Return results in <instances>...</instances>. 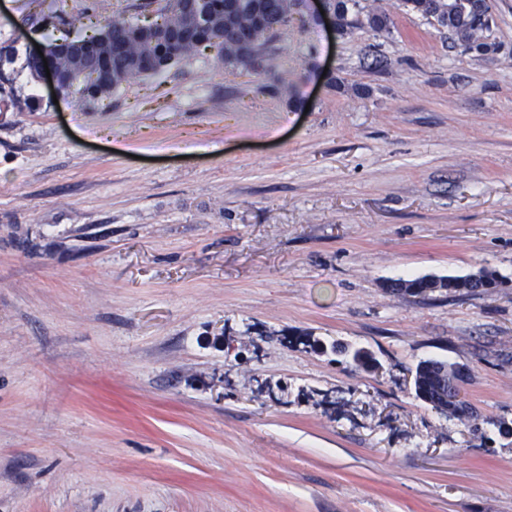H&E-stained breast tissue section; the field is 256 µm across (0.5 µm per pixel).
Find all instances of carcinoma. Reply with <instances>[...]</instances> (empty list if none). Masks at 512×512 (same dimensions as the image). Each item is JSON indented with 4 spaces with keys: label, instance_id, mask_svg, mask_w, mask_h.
<instances>
[{
    "label": "carcinoma",
    "instance_id": "1",
    "mask_svg": "<svg viewBox=\"0 0 512 512\" xmlns=\"http://www.w3.org/2000/svg\"><path fill=\"white\" fill-rule=\"evenodd\" d=\"M299 0H270L269 15L277 18L288 17L297 7ZM411 8L426 17L434 18L448 32L460 39L467 50L475 49L486 55L492 46L478 40V32L484 28L479 17L477 0H467L469 8L464 10L454 0H405ZM165 22L175 33L189 32L186 38L173 43L161 44L129 20L111 19L101 29L97 54L103 58L102 71L91 84L74 85L72 89L82 96L96 100L108 96L132 79L151 73L152 65L168 66L200 50L211 47L217 50L221 61L232 66L250 68L251 60L240 53L236 40L224 38V31L250 33L258 43L266 38L265 30L254 28L252 11L246 7L229 17L224 12V0H213V7L206 25L189 29L190 21L181 7V0H168V13ZM487 290L484 282L471 283L457 278L448 281L450 293H474ZM415 394L423 403L435 409L448 406V410L460 417L472 419L476 411L472 404L460 396L459 383L465 381L466 374L458 366L440 360H425L415 369Z\"/></svg>",
    "mask_w": 512,
    "mask_h": 512
}]
</instances>
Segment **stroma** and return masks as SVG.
I'll list each match as a JSON object with an SVG mask.
<instances>
[{
	"instance_id": "1",
	"label": "stroma",
	"mask_w": 512,
	"mask_h": 512,
	"mask_svg": "<svg viewBox=\"0 0 512 512\" xmlns=\"http://www.w3.org/2000/svg\"><path fill=\"white\" fill-rule=\"evenodd\" d=\"M146 2L0 0V512H512V0L486 55L358 0L253 70L31 75ZM483 268L506 287L388 288ZM427 359L476 421L416 398Z\"/></svg>"
}]
</instances>
